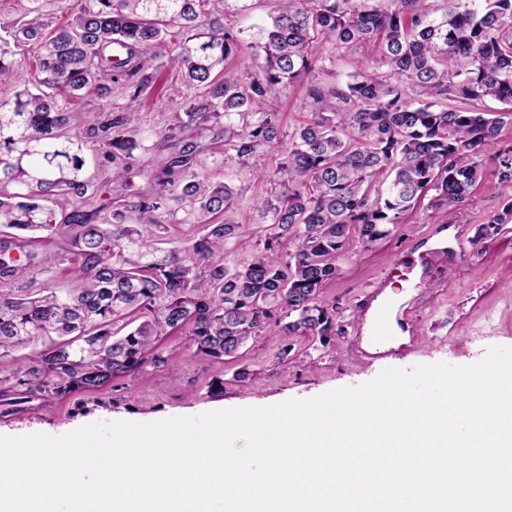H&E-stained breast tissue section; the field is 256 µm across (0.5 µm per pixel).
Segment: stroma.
Here are the masks:
<instances>
[{"mask_svg":"<svg viewBox=\"0 0 512 512\" xmlns=\"http://www.w3.org/2000/svg\"><path fill=\"white\" fill-rule=\"evenodd\" d=\"M227 23L237 32L242 52L228 60L229 72H240L250 62L270 22L271 0H226ZM330 61L314 69L303 82L291 86L279 103V121L284 139H291L314 109L308 88L346 87L353 80L359 61L374 55L363 45L320 47ZM180 83L174 66L162 68L151 92L130 102L125 89L113 87L108 100L87 94L73 100L85 123L97 122L103 108H130L137 112L147 145H155V131L174 124L180 98L172 90ZM196 169L215 183H231L237 199L230 219L250 234L254 227V202L270 191L258 179V171H276L283 159L281 148L266 147L249 163L224 156V125L212 124L199 138ZM498 166L486 159L483 178L473 189L467 205L450 213L418 206L391 236L363 247L351 238L340 273L322 291L321 298L336 306L345 333L320 343L315 337H297L285 342L276 327L242 347L236 358L221 364L190 348L185 336L165 338L163 345L173 355L167 366L149 368L126 377L117 389L94 395L73 393L48 402L35 401L17 411L0 412V435L45 433L58 436L94 422L131 421L149 423L174 416L238 407H262L288 399H309L340 387H356L374 379L383 369H412L421 364L446 362L454 365L481 360L493 345L512 346V222L497 233L481 236L483 224L503 205L495 191ZM463 224L464 244L449 243L443 256L422 274L392 268L391 262L405 249H419L439 227ZM389 278L394 293H406L402 304L415 325L410 341L380 349L366 328L370 294L382 278ZM288 356H281V349ZM223 380V392L210 388Z\"/></svg>","mask_w":512,"mask_h":512,"instance_id":"1","label":"stroma"}]
</instances>
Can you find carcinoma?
<instances>
[{
    "label": "carcinoma",
    "instance_id": "cac0c4a2",
    "mask_svg": "<svg viewBox=\"0 0 512 512\" xmlns=\"http://www.w3.org/2000/svg\"><path fill=\"white\" fill-rule=\"evenodd\" d=\"M247 81L224 75L241 42L224 22V0H74L66 25L47 37L39 8L17 26L0 21V75L22 76L11 102H0V359L36 336H56L28 363L0 370V406L115 387L168 358L162 338L181 332L196 353L217 362L267 326L289 341L341 336L336 306L320 299L339 274L352 229L363 246L382 240L424 199L430 207L464 206L482 175L483 157L504 124L480 108L491 98L512 112V0H448L436 16L427 0H391L379 12L357 0H273ZM338 48L374 44L378 58L360 62L346 88L311 85L310 120L285 148L286 158L258 202L256 253L229 266L226 246L241 225L222 220L234 204L226 182L195 171L196 146L184 144L151 178L106 206L85 180L84 145L98 144L106 180L130 187L137 113L108 110L80 129L69 101L107 97L112 86L139 100L154 82V49L168 50L181 83L201 90L177 113L174 130H204L224 120V153L246 161L281 145L277 98ZM38 51L27 69L18 48ZM415 92L408 98L405 87ZM458 102L448 106L447 101ZM502 212L481 236L512 219V148L494 156ZM392 179L372 193L377 175ZM195 213L205 233L181 249L160 251L146 226L173 215L170 202ZM138 214L139 224L127 222ZM46 233L72 257L81 285L61 295L51 286L20 294L10 288L33 265L49 266L30 247Z\"/></svg>",
    "mask_w": 512,
    "mask_h": 512
}]
</instances>
